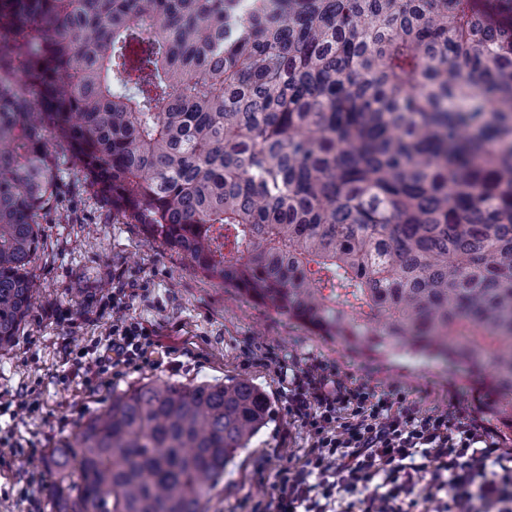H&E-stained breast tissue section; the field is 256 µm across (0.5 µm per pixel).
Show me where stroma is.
<instances>
[{"instance_id":"35a3bbf8","label":"stroma","mask_w":512,"mask_h":512,"mask_svg":"<svg viewBox=\"0 0 512 512\" xmlns=\"http://www.w3.org/2000/svg\"><path fill=\"white\" fill-rule=\"evenodd\" d=\"M57 198L31 263L39 294L11 348L0 352V440L18 447L0 460V512H52L41 463L47 449L72 441L113 393L144 381L246 378L272 401L271 419L228 466L206 512H241L242 503L267 500L276 470L300 462L310 438L288 418V382L306 367H326L377 394H402L423 415L442 408L480 414L462 373L427 359L357 355L147 241L140 225L112 216L75 165ZM123 280L139 288L128 317L153 324L159 344L149 364L82 385L73 371L111 336L107 305Z\"/></svg>"}]
</instances>
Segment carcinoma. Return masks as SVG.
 Wrapping results in <instances>:
<instances>
[{"label": "carcinoma", "instance_id": "cac0c4a2", "mask_svg": "<svg viewBox=\"0 0 512 512\" xmlns=\"http://www.w3.org/2000/svg\"><path fill=\"white\" fill-rule=\"evenodd\" d=\"M208 277L442 358L512 440V0H0V351L63 164ZM146 382L51 448L54 512H204L270 419Z\"/></svg>", "mask_w": 512, "mask_h": 512}]
</instances>
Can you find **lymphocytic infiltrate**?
Returning <instances> with one entry per match:
<instances>
[{
    "mask_svg": "<svg viewBox=\"0 0 512 512\" xmlns=\"http://www.w3.org/2000/svg\"><path fill=\"white\" fill-rule=\"evenodd\" d=\"M129 300L113 292L112 338L84 373L146 363L157 329L128 318ZM288 413L311 446L248 512H512V457L497 454L484 424L448 410L418 415L400 395L329 382L320 367L294 374Z\"/></svg>",
    "mask_w": 512,
    "mask_h": 512,
    "instance_id": "1",
    "label": "lymphocytic infiltrate"
}]
</instances>
